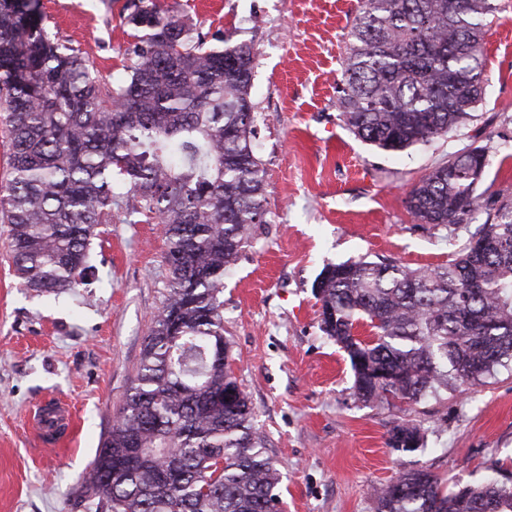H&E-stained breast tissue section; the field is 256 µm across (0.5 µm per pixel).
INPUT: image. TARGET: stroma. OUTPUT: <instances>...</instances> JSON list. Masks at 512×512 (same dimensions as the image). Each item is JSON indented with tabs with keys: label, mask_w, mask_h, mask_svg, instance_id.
<instances>
[{
	"label": "stroma",
	"mask_w": 512,
	"mask_h": 512,
	"mask_svg": "<svg viewBox=\"0 0 512 512\" xmlns=\"http://www.w3.org/2000/svg\"><path fill=\"white\" fill-rule=\"evenodd\" d=\"M198 31L223 32L255 53L253 143L264 171V223L224 279V336L255 425L281 473L282 512H374L373 486L427 469L475 483L491 462L512 469V365L480 385L451 387L407 406L353 394L343 350L320 329L313 283L329 264L387 258L410 267L448 262L476 224L417 221L405 198L437 163L490 150L484 197L512 184V0L484 35L488 78L473 119L397 154L356 138L336 109L348 28L360 0H160ZM46 25L103 78L122 74L130 0H43ZM112 221L98 227L95 272L76 291L25 288L0 224V512H87L76 503L136 376L151 319L169 288L160 224L127 207L115 183ZM68 402L75 434L42 442L36 407ZM420 427L423 445L397 452L388 430Z\"/></svg>",
	"instance_id": "stroma-1"
}]
</instances>
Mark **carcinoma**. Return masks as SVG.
Listing matches in <instances>:
<instances>
[{"mask_svg":"<svg viewBox=\"0 0 512 512\" xmlns=\"http://www.w3.org/2000/svg\"><path fill=\"white\" fill-rule=\"evenodd\" d=\"M131 65L103 81L52 39L40 0H0V124L11 155L0 187L15 274L38 293L84 284L112 188L163 224L170 288L145 337L130 393L80 483L95 512H279L280 475L224 340V276L264 222L253 146L254 53L219 47L158 0H131ZM499 0H362L348 31L347 128L399 153L473 117L485 87L484 34ZM233 64L224 65V59ZM451 156L408 192L425 224H471L484 206L474 167ZM321 330L347 353L363 402L416 404L474 385L512 363V187L452 261L430 269L389 259L324 267ZM370 335L355 334L358 325ZM388 370L393 380L374 381ZM420 428L397 421L387 445L411 452ZM141 460L125 465L130 443ZM450 490L405 470L372 490L375 512H512V473L497 463Z\"/></svg>","mask_w":512,"mask_h":512,"instance_id":"1","label":"carcinoma"}]
</instances>
